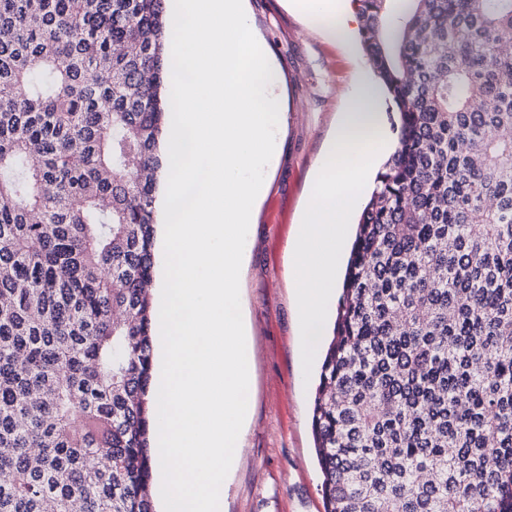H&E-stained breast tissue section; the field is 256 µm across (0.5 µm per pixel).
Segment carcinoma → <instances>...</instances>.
Returning <instances> with one entry per match:
<instances>
[{"mask_svg":"<svg viewBox=\"0 0 512 512\" xmlns=\"http://www.w3.org/2000/svg\"><path fill=\"white\" fill-rule=\"evenodd\" d=\"M399 119L311 427L326 512H512V0H357ZM164 0H0V512H155Z\"/></svg>","mask_w":512,"mask_h":512,"instance_id":"carcinoma-1","label":"carcinoma"}]
</instances>
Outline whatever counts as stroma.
<instances>
[{
    "label": "stroma",
    "instance_id": "1",
    "mask_svg": "<svg viewBox=\"0 0 512 512\" xmlns=\"http://www.w3.org/2000/svg\"><path fill=\"white\" fill-rule=\"evenodd\" d=\"M243 7L279 74L280 114L266 193L253 212L240 272L253 348L252 411L238 464L224 481L222 512H324L310 428L320 367L304 369L298 360L288 246L321 150L357 73L370 65L359 34L345 44L309 30L291 0H243Z\"/></svg>",
    "mask_w": 512,
    "mask_h": 512
}]
</instances>
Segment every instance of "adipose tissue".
Listing matches in <instances>:
<instances>
[{
	"label": "adipose tissue",
	"instance_id": "adipose-tissue-1",
	"mask_svg": "<svg viewBox=\"0 0 512 512\" xmlns=\"http://www.w3.org/2000/svg\"><path fill=\"white\" fill-rule=\"evenodd\" d=\"M311 26L332 38H346L354 14L350 0H321ZM379 86L360 76L325 145L310 202L291 252L289 276L297 302L302 342L300 354L310 360L317 347L327 302L336 286V244L344 237L351 213L367 186V175L385 145L377 110Z\"/></svg>",
	"mask_w": 512,
	"mask_h": 512
}]
</instances>
